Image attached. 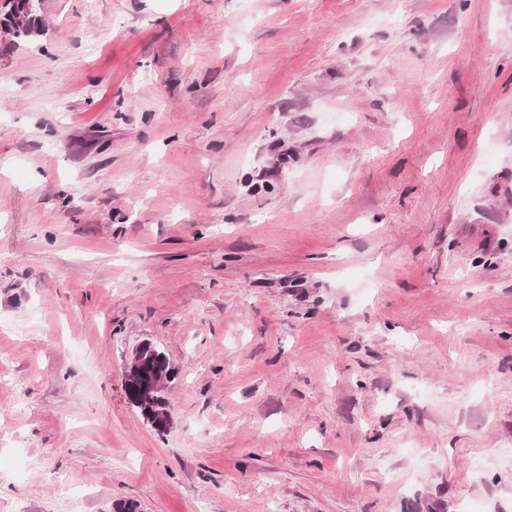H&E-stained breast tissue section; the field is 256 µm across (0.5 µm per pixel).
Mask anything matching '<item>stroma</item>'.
<instances>
[{
    "mask_svg": "<svg viewBox=\"0 0 512 512\" xmlns=\"http://www.w3.org/2000/svg\"><path fill=\"white\" fill-rule=\"evenodd\" d=\"M39 3L0 32V512H512V0ZM22 8L25 13H29L31 1H21ZM39 8V1L32 0V8L31 13L26 16V21L24 23V30L20 29V26L17 25L10 30L13 33V37L15 39H28L33 37L34 35H38L41 32V18L37 13ZM130 379V378H129ZM128 378L124 381V390L129 403L135 410L144 418L148 413L153 412L154 409L165 410L171 415L168 398L165 396V391H156L151 394H141L138 392L137 385L129 381Z\"/></svg>",
    "mask_w": 512,
    "mask_h": 512,
    "instance_id": "35a3bbf8",
    "label": "stroma"
}]
</instances>
